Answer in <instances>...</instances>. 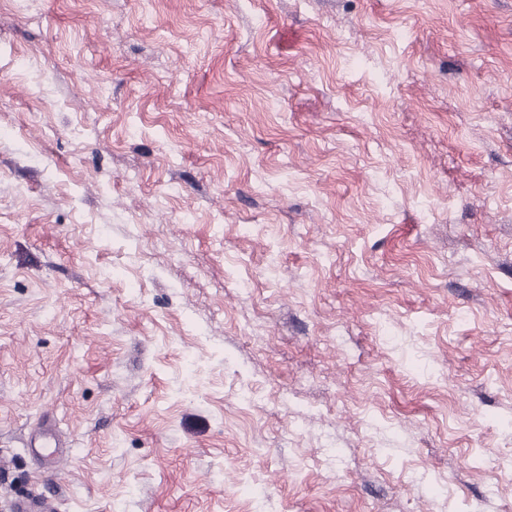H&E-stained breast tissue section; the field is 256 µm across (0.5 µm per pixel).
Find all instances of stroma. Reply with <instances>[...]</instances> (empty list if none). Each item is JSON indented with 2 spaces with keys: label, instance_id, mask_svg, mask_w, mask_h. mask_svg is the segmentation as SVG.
<instances>
[{
  "label": "stroma",
  "instance_id": "1",
  "mask_svg": "<svg viewBox=\"0 0 512 512\" xmlns=\"http://www.w3.org/2000/svg\"><path fill=\"white\" fill-rule=\"evenodd\" d=\"M1 458L0 512H512V0H0Z\"/></svg>",
  "mask_w": 512,
  "mask_h": 512
}]
</instances>
